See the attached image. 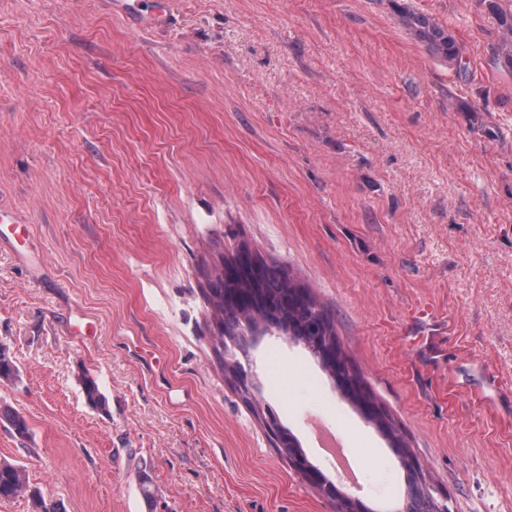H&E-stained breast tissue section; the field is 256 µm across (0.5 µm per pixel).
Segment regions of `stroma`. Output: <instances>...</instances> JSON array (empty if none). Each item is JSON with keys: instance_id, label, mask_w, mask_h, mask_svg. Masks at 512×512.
<instances>
[{"instance_id": "35a3bbf8", "label": "stroma", "mask_w": 512, "mask_h": 512, "mask_svg": "<svg viewBox=\"0 0 512 512\" xmlns=\"http://www.w3.org/2000/svg\"><path fill=\"white\" fill-rule=\"evenodd\" d=\"M0 0V460L58 512H336L309 462L401 512L387 440L303 346L224 350L204 295L241 244L311 287L448 512H512V70L480 0ZM252 374L244 398L226 355ZM108 399L90 408L82 373ZM347 442L350 483L307 421ZM156 498L147 504L142 484ZM398 22L435 57L460 62L461 47L447 28L426 14L414 11L406 0H389Z\"/></svg>"}]
</instances>
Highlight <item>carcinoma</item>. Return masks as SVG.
<instances>
[{
    "label": "carcinoma",
    "instance_id": "carcinoma-1",
    "mask_svg": "<svg viewBox=\"0 0 512 512\" xmlns=\"http://www.w3.org/2000/svg\"><path fill=\"white\" fill-rule=\"evenodd\" d=\"M398 22L435 57L453 63L461 58V47L447 28L426 14L414 11L406 0H390ZM485 7L498 18L495 53L500 64L512 69V13L499 11L496 0H483ZM207 301L214 310L218 335L233 340L243 331L255 333L274 328L290 337L293 342L307 348L320 362L323 370L336 383V389L358 410L375 402L365 387L362 376L353 368L338 369L332 366L324 352L340 346L332 315L315 299L309 288L299 283L291 274L276 268L265 269L258 279H229L224 269L216 274L214 288ZM19 376V368L9 350L0 346V382L12 381ZM86 403L102 413L108 412V401L97 381L84 373L81 376ZM10 429L20 441L29 438L26 419L18 412L6 414ZM375 427L387 439L396 454L412 456L405 440L397 433L391 419L378 410L373 419ZM407 483L420 490L408 496L404 512H436L435 503L423 476L408 467ZM29 491L26 470L11 462L0 461V499L13 498ZM31 492V491H29ZM34 512H57L55 504L36 492H31Z\"/></svg>",
    "mask_w": 512,
    "mask_h": 512
}]
</instances>
